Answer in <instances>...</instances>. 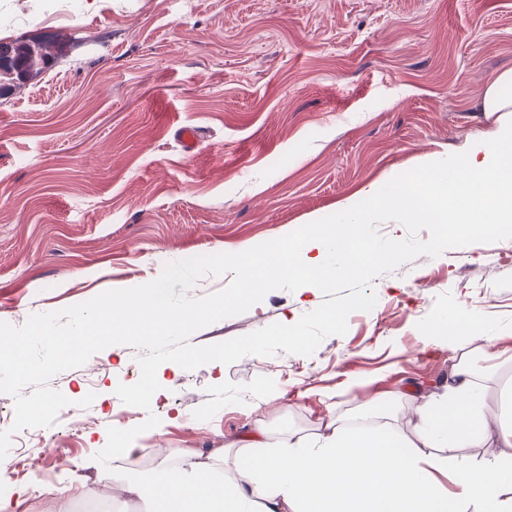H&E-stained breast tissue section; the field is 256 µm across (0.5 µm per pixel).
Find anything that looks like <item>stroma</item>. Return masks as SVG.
Masks as SVG:
<instances>
[{
    "instance_id": "1",
    "label": "stroma",
    "mask_w": 512,
    "mask_h": 512,
    "mask_svg": "<svg viewBox=\"0 0 512 512\" xmlns=\"http://www.w3.org/2000/svg\"><path fill=\"white\" fill-rule=\"evenodd\" d=\"M38 41L53 60L0 90V321L15 326L110 289L155 279L165 263L236 253L365 209L393 177L463 150L497 115L488 81L512 68V0H0V40ZM201 140L193 152L176 129ZM512 239L420 256L373 281L377 307L313 355H249L157 376L158 427L131 458L94 459L107 429L143 423L118 384L140 377L137 349L112 345L48 386L97 397L58 419L28 451L46 475L0 484V512H78L112 495V512H146L122 471L185 460L224 473V447L264 429L270 443L312 440L339 417L391 423L413 441L412 406L441 390L456 358L427 337L452 315L482 329L465 351L498 413L512 363ZM320 290H274L247 312L195 332L225 341L298 320ZM277 393L275 402L260 400ZM386 397L384 414L366 407ZM75 496L57 493L70 474Z\"/></svg>"
}]
</instances>
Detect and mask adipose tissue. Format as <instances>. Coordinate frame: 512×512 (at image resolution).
<instances>
[{"mask_svg":"<svg viewBox=\"0 0 512 512\" xmlns=\"http://www.w3.org/2000/svg\"><path fill=\"white\" fill-rule=\"evenodd\" d=\"M384 211L403 224H473L487 232L512 224V124L482 131L419 181L395 182L366 213L314 225L280 248L278 263H265L260 248L232 255L237 297L282 276L318 286L359 277L365 258L392 261L396 244L370 246L355 230ZM476 376L460 357L443 390L416 401L411 444L388 426L331 420L320 441L269 448L258 429L240 438L231 479L218 481L209 465L188 461L131 473L126 486L151 512H512V423L487 416ZM460 448L494 454L459 465Z\"/></svg>","mask_w":512,"mask_h":512,"instance_id":"obj_1","label":"adipose tissue"}]
</instances>
